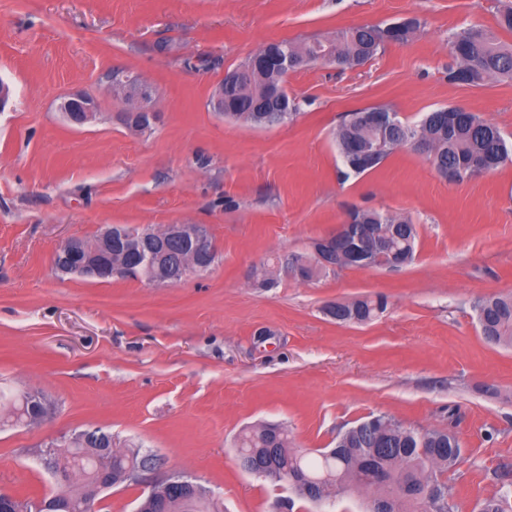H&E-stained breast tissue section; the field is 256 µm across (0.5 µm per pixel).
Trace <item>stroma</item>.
Returning a JSON list of instances; mask_svg holds the SVG:
<instances>
[{"mask_svg":"<svg viewBox=\"0 0 512 512\" xmlns=\"http://www.w3.org/2000/svg\"><path fill=\"white\" fill-rule=\"evenodd\" d=\"M512 0H0V391L41 392L50 415L0 427V490L42 498L57 485L41 452L92 428L150 459L137 480L99 494L95 512H135L150 485L180 474L221 512H320L284 482L245 472L236 442L258 423L294 447H334L373 414L461 441L449 472L458 512L512 494V348L484 341L473 304L512 294V164L462 183L409 148L341 178L334 133L344 113L385 106L401 121L460 106L512 137V81L448 79V34L494 32ZM423 24L350 69L290 73L300 111L255 128L213 112L228 70L261 46L362 24ZM123 70L158 114L131 130L107 89ZM93 94L76 127L59 106ZM354 207L408 217L418 237L398 269L349 268L310 281L277 257L310 252ZM204 225L211 269L175 286L58 277L67 238L106 226ZM384 296L386 310L340 323L328 306Z\"/></svg>","mask_w":512,"mask_h":512,"instance_id":"obj_1","label":"stroma"}]
</instances>
